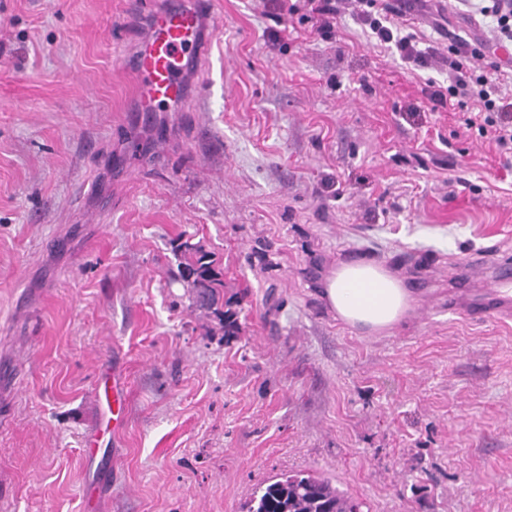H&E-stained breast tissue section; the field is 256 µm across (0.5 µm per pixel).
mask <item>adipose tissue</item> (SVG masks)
Here are the masks:
<instances>
[{
    "label": "adipose tissue",
    "mask_w": 512,
    "mask_h": 512,
    "mask_svg": "<svg viewBox=\"0 0 512 512\" xmlns=\"http://www.w3.org/2000/svg\"><path fill=\"white\" fill-rule=\"evenodd\" d=\"M321 288L337 319L371 334L391 331L413 311L406 278L372 260L338 262L325 274Z\"/></svg>",
    "instance_id": "adipose-tissue-1"
}]
</instances>
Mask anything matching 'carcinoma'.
I'll return each instance as SVG.
<instances>
[{
    "label": "carcinoma",
    "instance_id": "obj_1",
    "mask_svg": "<svg viewBox=\"0 0 512 512\" xmlns=\"http://www.w3.org/2000/svg\"><path fill=\"white\" fill-rule=\"evenodd\" d=\"M181 278L192 292L207 296L199 310L217 315L229 341L240 333L238 312L241 300L232 295L224 298V273L214 255L191 239L179 245ZM247 512H361V503L333 485L328 477L309 473H284L262 489L248 503Z\"/></svg>",
    "mask_w": 512,
    "mask_h": 512
}]
</instances>
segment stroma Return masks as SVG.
<instances>
[{"label":"stroma","instance_id":"stroma-1","mask_svg":"<svg viewBox=\"0 0 512 512\" xmlns=\"http://www.w3.org/2000/svg\"><path fill=\"white\" fill-rule=\"evenodd\" d=\"M187 110L144 111L123 50L128 0H0V504L82 512H246L284 472L331 478L362 512H512V320L468 318L512 281V165L431 111L445 66L335 42L254 0H208ZM486 18L420 0L405 29L447 54ZM191 235L241 293L225 340L193 309ZM403 273L392 332L339 320L338 261ZM127 426L98 434L105 366Z\"/></svg>","mask_w":512,"mask_h":512}]
</instances>
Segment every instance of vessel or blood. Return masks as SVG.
Returning <instances> with one entry per match:
<instances>
[{
	"instance_id": "vessel-or-blood-1",
	"label": "vessel or blood",
	"mask_w": 512,
	"mask_h": 512,
	"mask_svg": "<svg viewBox=\"0 0 512 512\" xmlns=\"http://www.w3.org/2000/svg\"><path fill=\"white\" fill-rule=\"evenodd\" d=\"M129 7L148 23L146 40L130 60L142 95L156 104H186L194 95L184 77L187 64L204 67L208 55L204 5L198 0H153L147 7L142 0H129ZM110 389L113 408L105 428L116 435L126 426L119 379H112Z\"/></svg>"
}]
</instances>
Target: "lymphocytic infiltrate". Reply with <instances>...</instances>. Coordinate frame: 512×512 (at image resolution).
Masks as SVG:
<instances>
[{"instance_id": "f902f5d3", "label": "lymphocytic infiltrate", "mask_w": 512, "mask_h": 512, "mask_svg": "<svg viewBox=\"0 0 512 512\" xmlns=\"http://www.w3.org/2000/svg\"><path fill=\"white\" fill-rule=\"evenodd\" d=\"M344 0H261L264 8L302 14L312 32L323 40L336 35ZM415 0H354L353 15L368 29L377 45L395 48L400 57L418 67L438 56L434 48H419L414 35L403 33L398 23ZM493 24L485 38L462 41L448 49L447 90L429 93L433 106L459 108L466 129L493 142L500 153L512 152V0H463Z\"/></svg>"}]
</instances>
